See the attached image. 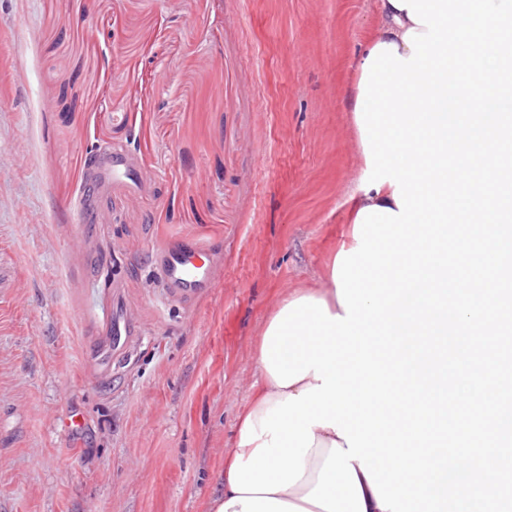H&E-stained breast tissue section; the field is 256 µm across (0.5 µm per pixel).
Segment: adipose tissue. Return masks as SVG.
<instances>
[{
	"label": "adipose tissue",
	"mask_w": 512,
	"mask_h": 512,
	"mask_svg": "<svg viewBox=\"0 0 512 512\" xmlns=\"http://www.w3.org/2000/svg\"><path fill=\"white\" fill-rule=\"evenodd\" d=\"M378 16V34L369 39L367 48H374L379 43H392L398 48L402 57H409L411 50L403 40L404 34L413 28L414 23L409 18L407 10L395 8L390 0H375ZM258 378L253 385V392L244 409L245 414L250 415L252 423H259L265 416L268 408L275 403L284 400L288 395H296L305 388L314 386L313 376H305L304 379L290 386L277 385L264 362L255 364ZM315 440L305 457V473L301 480L289 489L276 493H238L231 487H224L208 503V512H322L321 508L305 502L304 497L317 483V476L333 440L337 434L330 427H314Z\"/></svg>",
	"instance_id": "1"
}]
</instances>
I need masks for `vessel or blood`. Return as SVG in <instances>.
I'll return each mask as SVG.
<instances>
[{
	"label": "vessel or blood",
	"mask_w": 512,
	"mask_h": 512,
	"mask_svg": "<svg viewBox=\"0 0 512 512\" xmlns=\"http://www.w3.org/2000/svg\"><path fill=\"white\" fill-rule=\"evenodd\" d=\"M154 265L165 280L169 294L177 300L191 299L215 286L213 267L189 243L178 242L158 250ZM109 334L95 353L104 362L110 361L114 350L121 348L129 336L135 335L136 324L122 309H114L106 319Z\"/></svg>",
	"instance_id": "obj_1"
}]
</instances>
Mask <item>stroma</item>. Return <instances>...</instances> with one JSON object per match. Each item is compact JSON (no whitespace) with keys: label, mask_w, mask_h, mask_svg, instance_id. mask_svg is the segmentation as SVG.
I'll return each mask as SVG.
<instances>
[{"label":"stroma","mask_w":512,"mask_h":512,"mask_svg":"<svg viewBox=\"0 0 512 512\" xmlns=\"http://www.w3.org/2000/svg\"><path fill=\"white\" fill-rule=\"evenodd\" d=\"M376 28L374 0H0V512H207L266 320L349 229ZM92 151L139 180L88 211ZM177 240L215 274L190 301L152 267ZM105 324L109 327V335L101 345L95 348V354L102 362H109L112 358V351L121 348L128 336H135L136 324L118 306L106 319Z\"/></svg>","instance_id":"35a3bbf8"}]
</instances>
